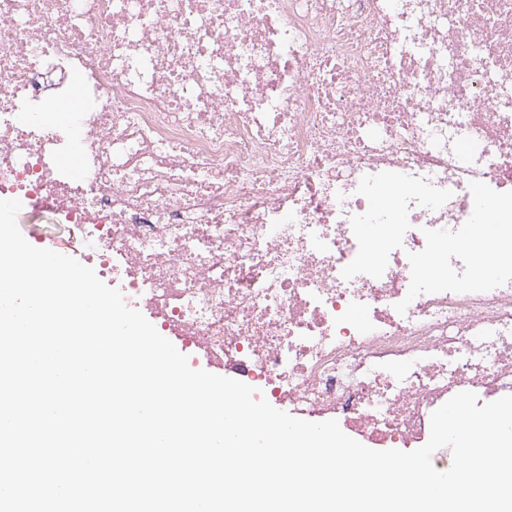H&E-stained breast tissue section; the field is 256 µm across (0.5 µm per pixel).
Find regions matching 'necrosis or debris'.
<instances>
[{"label":"necrosis or debris","instance_id":"1","mask_svg":"<svg viewBox=\"0 0 512 512\" xmlns=\"http://www.w3.org/2000/svg\"><path fill=\"white\" fill-rule=\"evenodd\" d=\"M506 83L512 0H0V195L265 398L415 447L512 394Z\"/></svg>","mask_w":512,"mask_h":512}]
</instances>
